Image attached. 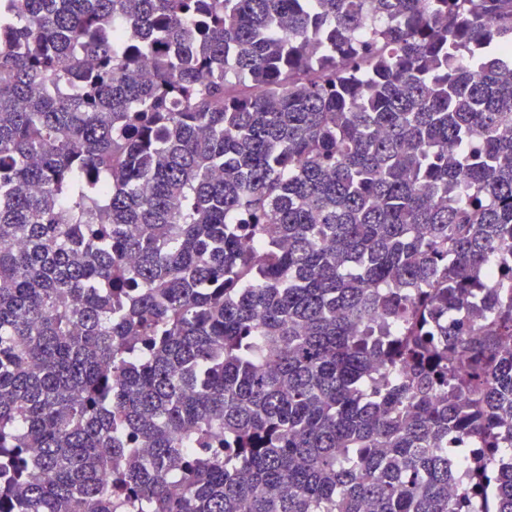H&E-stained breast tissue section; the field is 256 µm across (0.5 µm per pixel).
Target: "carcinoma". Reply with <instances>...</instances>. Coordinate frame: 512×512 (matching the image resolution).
Instances as JSON below:
<instances>
[{"label": "carcinoma", "instance_id": "obj_1", "mask_svg": "<svg viewBox=\"0 0 512 512\" xmlns=\"http://www.w3.org/2000/svg\"><path fill=\"white\" fill-rule=\"evenodd\" d=\"M0 512H512V0H0Z\"/></svg>", "mask_w": 512, "mask_h": 512}]
</instances>
